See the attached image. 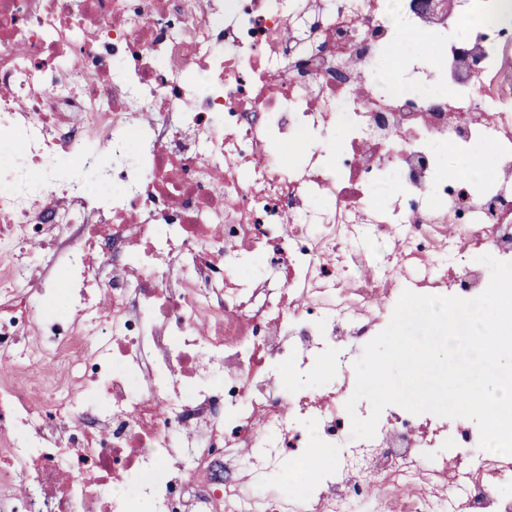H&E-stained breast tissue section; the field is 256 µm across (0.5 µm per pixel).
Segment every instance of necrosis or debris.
Here are the masks:
<instances>
[{
	"mask_svg": "<svg viewBox=\"0 0 512 512\" xmlns=\"http://www.w3.org/2000/svg\"><path fill=\"white\" fill-rule=\"evenodd\" d=\"M17 148L0 512H512L475 421L390 405L364 440L345 410L399 291L472 298L479 256L512 261V0H0ZM312 448L315 486L264 487Z\"/></svg>",
	"mask_w": 512,
	"mask_h": 512,
	"instance_id": "necrosis-or-debris-1",
	"label": "necrosis or debris"
}]
</instances>
